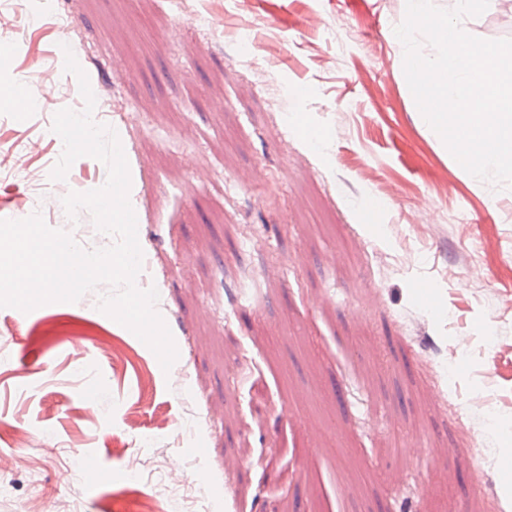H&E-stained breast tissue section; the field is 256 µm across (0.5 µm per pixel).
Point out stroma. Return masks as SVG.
I'll return each instance as SVG.
<instances>
[{
	"instance_id": "1",
	"label": "stroma",
	"mask_w": 512,
	"mask_h": 512,
	"mask_svg": "<svg viewBox=\"0 0 512 512\" xmlns=\"http://www.w3.org/2000/svg\"><path fill=\"white\" fill-rule=\"evenodd\" d=\"M406 0H0V86L29 70L42 106L0 109V219L41 213L105 241L50 178L56 111H79L60 45L120 127L140 194L146 278L175 374L98 310L108 286L30 319L0 308V512H512V187L472 180L408 88L394 29ZM467 33L512 39V0ZM302 116L323 146L296 135ZM447 179L440 191L439 179ZM383 208L367 219L363 205ZM28 207H18L19 199ZM433 285L430 306L415 289ZM84 339L74 351L67 334ZM110 338L123 367L99 347ZM266 400L253 421L252 383ZM136 409L138 421L127 413ZM24 431L17 445L14 431ZM204 438V457L192 455ZM454 445L459 453L443 452ZM97 474L65 485L71 464ZM118 470L121 482L108 483Z\"/></svg>"
}]
</instances>
